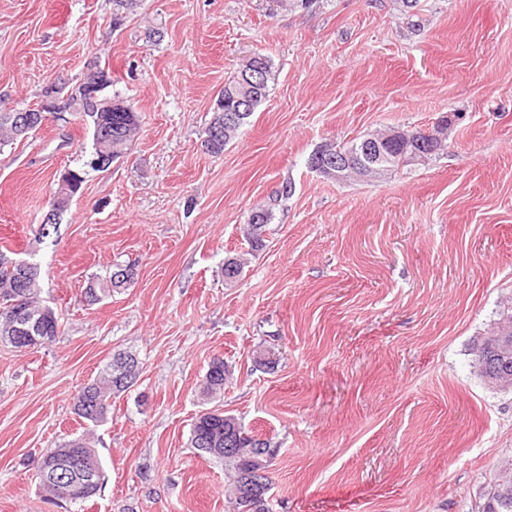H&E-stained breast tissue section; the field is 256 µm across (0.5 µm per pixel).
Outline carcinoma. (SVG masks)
<instances>
[{"instance_id": "cac0c4a2", "label": "carcinoma", "mask_w": 512, "mask_h": 512, "mask_svg": "<svg viewBox=\"0 0 512 512\" xmlns=\"http://www.w3.org/2000/svg\"><path fill=\"white\" fill-rule=\"evenodd\" d=\"M141 7V0H112L113 14L126 18L134 15ZM257 65L263 71V84L257 89H248L242 84L244 73ZM272 73L271 60L255 54L249 57L234 76L224 82V88L218 97L222 98V107L212 110V115L203 131L202 147L209 153L219 155L224 148L239 135L241 126L224 125V111L238 105V99L243 96L251 97L252 108H257L268 96V82ZM71 99L74 101L72 115L88 117L93 128L108 131L106 135H92L91 156L89 166H94V159L111 156L118 159L126 155L134 137L139 132L141 120L138 113L125 105L124 101L115 95L107 97L98 92L97 110L86 111L83 86L72 87ZM115 108H110V105ZM15 110H0V147L21 142L29 134L37 131L41 125V113H32L31 125L26 131L19 130L11 121ZM420 133L414 129L406 131L393 139L389 132L378 133L374 138L383 142L386 162L378 173V178L384 179L398 171L402 166L409 165L405 161L407 153L404 147L407 140ZM278 199L258 204L250 210L247 218L248 238L254 251L263 246V232L273 218V209ZM248 259L238 256L224 263V280L228 283L236 281L247 266ZM133 266H128L127 276L122 280L113 278L109 271L105 276H97L88 282L85 288V299L96 304L112 292L127 287L134 279ZM41 272L38 265L29 263L22 267L16 260L0 253V342L7 344L20 352L28 346L16 343L18 336H32L35 342L31 346L50 343L58 336L61 328V317L58 311L41 299ZM502 336L512 338V305L502 307L496 322V330L483 339L475 347V362L481 378L491 376L494 368L512 377V358L508 362L495 363L481 357V352L492 347L493 343ZM124 373V365L116 359H111L103 372L94 380L84 384L80 390H88L92 394L91 402L80 401L78 395H73L72 405L75 414L88 424L98 426L107 420L112 407V395L127 391L118 385V380ZM229 377V370L224 359L215 357L208 365L202 385V395L209 399L224 393V385ZM253 433L245 429L238 419L217 410L198 414L190 429L189 443L201 453L224 462V476L229 490L231 512H269L267 492L259 486L248 487L243 483V472L253 464V447L250 445ZM81 450V462L78 473L89 475L93 485L88 492L96 494L101 489L104 475L103 465L96 449L90 446L87 438L81 436L59 444L57 447L39 456L45 463L56 462L69 458L75 450ZM40 487L44 496L60 504H76L87 499L79 496L69 487L60 494L51 485V479H40ZM484 512H512V468H502L484 488Z\"/></svg>"}]
</instances>
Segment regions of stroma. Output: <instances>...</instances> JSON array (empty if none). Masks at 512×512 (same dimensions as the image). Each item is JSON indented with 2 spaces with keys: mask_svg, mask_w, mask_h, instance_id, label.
I'll return each mask as SVG.
<instances>
[{
  "mask_svg": "<svg viewBox=\"0 0 512 512\" xmlns=\"http://www.w3.org/2000/svg\"><path fill=\"white\" fill-rule=\"evenodd\" d=\"M256 53L269 95L208 153L214 100ZM95 59L141 132L87 172L49 236L89 124L52 118L0 147V250L39 264L62 322L27 351L0 343V512H64L31 461L86 430L104 485L71 512H229L223 463L188 443L206 408L270 439V512H482L512 464V390L487 386L473 355L512 300V0H143L118 24L112 0H0V107L78 84ZM451 113L445 151L386 180L307 165L323 142ZM273 197L251 251L249 211ZM116 263L134 281L87 304ZM120 351L142 373L86 429L72 397ZM216 357L232 379L208 400Z\"/></svg>",
  "mask_w": 512,
  "mask_h": 512,
  "instance_id": "1",
  "label": "stroma"
}]
</instances>
